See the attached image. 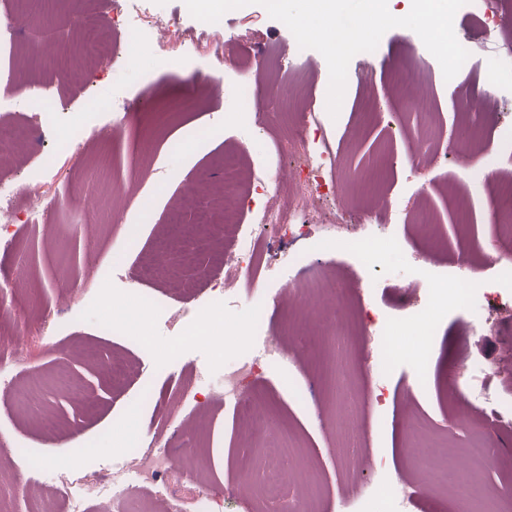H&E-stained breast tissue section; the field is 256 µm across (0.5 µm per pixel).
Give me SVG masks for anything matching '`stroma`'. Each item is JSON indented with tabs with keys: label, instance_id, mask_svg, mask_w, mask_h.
Segmentation results:
<instances>
[{
	"label": "stroma",
	"instance_id": "1",
	"mask_svg": "<svg viewBox=\"0 0 512 512\" xmlns=\"http://www.w3.org/2000/svg\"><path fill=\"white\" fill-rule=\"evenodd\" d=\"M483 8L482 0H469L454 18L470 57L452 80H444L415 32L396 27L372 55L352 58L335 118L326 109L324 57L300 49L259 5L205 23L184 0H57L48 24L29 21L0 50V124L43 127L31 144L0 158V183L16 191L25 213L32 184L57 201L34 223L20 224L11 248H0L5 300L16 306L0 340L22 347L26 360L15 372L23 383L39 384L43 401L35 418L16 395L0 391V458L13 455L19 441L41 464L23 512H45L63 466L85 496L94 481L108 483L123 472L162 507L174 495L180 512H249L263 493L259 473L279 454L266 433L238 424L218 392L226 373L262 358L270 331L281 338V356L267 361L249 389L298 435L297 457L280 483L299 512H365L369 499L377 512H399L385 488L389 471L407 474L420 496L434 493L416 447L454 463L445 512H476L473 487L512 490V426L492 433V467L474 470L466 455L490 415L476 390L487 388L495 400L512 397V252L498 247L493 184L474 176L512 175V158L498 139L512 127V68L494 65L504 40L499 26L486 42L469 41L472 18ZM100 12L109 20L104 39L111 57L99 62L74 49V74L64 79L33 54V46L72 37L80 21ZM140 19L155 26L129 43L124 29ZM163 42L171 57L190 53L200 80L220 77L222 92L190 99L183 71L157 53ZM217 42L224 54L214 53ZM406 61L414 64L407 99L389 80ZM243 74L252 83L244 105L235 98ZM368 102L374 109L367 114ZM465 102L474 104L485 137L460 159L439 151L437 138H459L453 115ZM293 108L315 113L323 131L309 140L310 152L323 158L320 221L304 237L283 241L259 282L235 285L230 306L203 325L201 311L220 275L210 250L196 237L184 238L177 252L162 247L175 234L173 219L197 221L181 198L222 202L233 212L235 223L222 235L226 250L269 233L255 216L295 183L298 161L280 150ZM75 123L85 128L80 148L59 151L55 131ZM228 155L239 159L234 196L224 193ZM461 195L473 212L463 227L454 219ZM405 202L419 223L386 218L388 206ZM298 255L310 270L340 280L339 300L311 303L295 294ZM146 257L155 267L149 276L141 270ZM467 268L499 283L495 307L477 289L463 288ZM138 295L152 296L160 311L131 331L125 312ZM260 302L261 329L253 321ZM484 308L490 326L469 332L473 312ZM366 310L388 325L385 344L365 342ZM107 319L110 334L101 331ZM369 356L377 375L364 366ZM116 360L127 367L117 378ZM454 360L472 364V382L445 380ZM63 373L81 384L85 400L58 386ZM187 382L198 395L178 401L175 390ZM416 418L422 424L414 433ZM345 429L366 434L357 457L342 452ZM133 448L163 452L168 472L144 481L129 455Z\"/></svg>",
	"mask_w": 512,
	"mask_h": 512
}]
</instances>
